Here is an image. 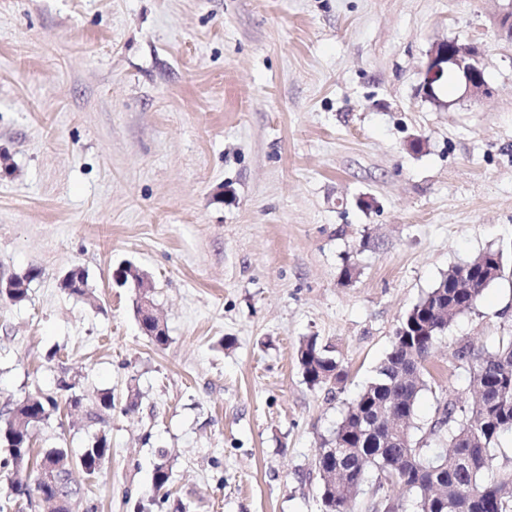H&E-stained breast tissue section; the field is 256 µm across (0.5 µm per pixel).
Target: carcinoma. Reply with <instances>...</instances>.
<instances>
[{"label":"carcinoma","mask_w":512,"mask_h":512,"mask_svg":"<svg viewBox=\"0 0 512 512\" xmlns=\"http://www.w3.org/2000/svg\"><path fill=\"white\" fill-rule=\"evenodd\" d=\"M503 270L502 253L485 251L470 261L452 267L438 284L402 318L395 330L391 351L349 404L336 427L332 441L336 452L317 451L314 467L320 477L322 512H350L354 505L365 512H400L401 505L391 491L401 487L415 495L416 512H512V466L493 468L491 451L499 439L512 434V330L500 336L492 352L462 343L455 359L470 366V403L450 397L439 403L427 436L414 438L410 432L415 404L428 387L425 363L438 336L460 315L476 307L484 290ZM37 273L14 275L0 297L14 302L28 298ZM85 272L63 277L61 286L76 297L89 296ZM135 316L148 339L162 347L169 342L166 329L156 318ZM304 380L312 388H326L331 379L343 380L340 361L327 354L317 338L302 341L297 351ZM77 383L58 380L53 392H37L18 402L5 427L0 443L6 456L0 468L6 473L10 494L29 495L27 470L31 459V428L48 418L61 403L81 405L74 394ZM442 442L439 451L430 438ZM111 450V440L102 433L79 453L52 448L41 461L45 480L38 482L40 494L57 503L56 512H74L80 498L78 477L96 473ZM376 474V486L369 500L365 495L368 474ZM171 468L164 451L152 476L153 492L167 493Z\"/></svg>","instance_id":"carcinoma-1"}]
</instances>
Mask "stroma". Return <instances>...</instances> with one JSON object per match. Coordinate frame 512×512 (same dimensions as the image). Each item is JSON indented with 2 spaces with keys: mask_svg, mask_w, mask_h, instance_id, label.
<instances>
[{
  "mask_svg": "<svg viewBox=\"0 0 512 512\" xmlns=\"http://www.w3.org/2000/svg\"><path fill=\"white\" fill-rule=\"evenodd\" d=\"M512 0H0V420L78 383L32 454H112L77 512H322L317 448L372 380L405 313L454 266L505 272L426 364V429L465 392L457 344L512 326ZM482 50L491 97L419 91L432 47ZM420 149H412L414 140ZM147 272L153 346L117 265ZM351 280H344V266ZM81 268L90 298L68 295ZM317 337L334 393L297 361ZM138 406L127 411L129 390ZM114 407L99 412L101 392ZM166 451L168 496L152 473ZM10 277H8L7 280ZM36 277L37 273L33 271H30L22 276H12L10 279L9 288H0V297L7 298L14 302L25 301L29 295L30 284ZM134 312L138 323L141 325V329L144 330L148 339L156 346H166L169 342V336L165 326H163V329H158L156 318L152 316H143L140 319L141 310L136 299L134 302ZM327 352L326 347L320 345L316 337L303 340L298 347L297 357L304 380L312 388L331 386L332 377L336 379V383L343 380L340 361Z\"/></svg>",
  "mask_w": 512,
  "mask_h": 512,
  "instance_id": "stroma-1",
  "label": "stroma"
}]
</instances>
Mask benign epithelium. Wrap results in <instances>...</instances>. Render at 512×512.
Segmentation results:
<instances>
[{"instance_id": "benign-epithelium-1", "label": "benign epithelium", "mask_w": 512, "mask_h": 512, "mask_svg": "<svg viewBox=\"0 0 512 512\" xmlns=\"http://www.w3.org/2000/svg\"><path fill=\"white\" fill-rule=\"evenodd\" d=\"M478 47L457 39L436 44L429 52L420 85L425 98L438 101L436 90L445 76L464 88L463 95L480 102L492 94L480 63Z\"/></svg>"}]
</instances>
